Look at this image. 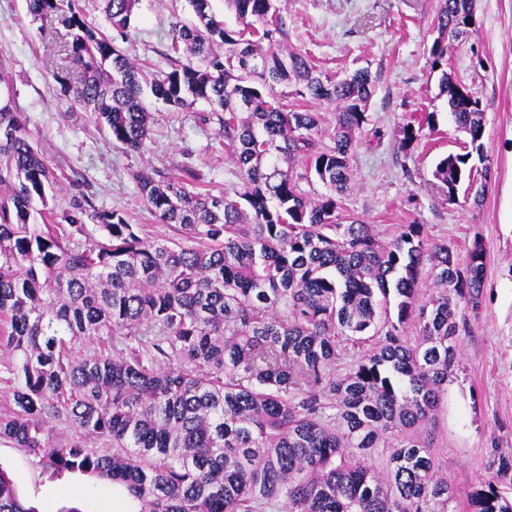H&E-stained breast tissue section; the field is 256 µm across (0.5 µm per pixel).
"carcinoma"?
<instances>
[{
    "label": "carcinoma",
    "mask_w": 512,
    "mask_h": 512,
    "mask_svg": "<svg viewBox=\"0 0 512 512\" xmlns=\"http://www.w3.org/2000/svg\"><path fill=\"white\" fill-rule=\"evenodd\" d=\"M105 2L127 35L138 0ZM278 2L225 0L236 29L210 0H188L195 21L174 26L159 76L90 26L78 0H28L33 17L56 13L68 29L82 76L55 80L90 123L139 151L152 124L144 88L177 107L203 100L239 183L215 195L137 171L145 202L176 233L163 243L87 194L61 223L49 209L35 222L54 168L0 102V443L45 471L122 487L132 512H451L433 430L480 307L485 251L476 243L462 259L421 224L382 243L343 213L376 77L361 68L337 81L288 49ZM472 11L473 0H440L431 69ZM464 89L442 72L472 147L435 166L450 199L472 155L490 173L481 100ZM313 102L336 106L327 143ZM427 131L432 113L402 127L401 146ZM314 181L326 192L302 188ZM424 269L435 286L426 299ZM493 467L465 512H512V453ZM0 512H34L2 471Z\"/></svg>",
    "instance_id": "carcinoma-1"
}]
</instances>
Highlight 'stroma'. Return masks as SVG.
<instances>
[{
    "label": "stroma",
    "instance_id": "stroma-1",
    "mask_svg": "<svg viewBox=\"0 0 512 512\" xmlns=\"http://www.w3.org/2000/svg\"><path fill=\"white\" fill-rule=\"evenodd\" d=\"M476 25L448 54L445 71L431 68L439 0H281L291 48L325 72L343 77L359 68L376 76L370 122L359 136L353 181L342 206L371 224L380 241L403 225L459 255L474 243L486 253L482 301L470 319L458 368L448 385L435 445L458 500L492 472L495 450L512 451V0H475ZM194 16L187 0H140L137 20L120 47L150 71L167 72L166 53L176 23ZM66 30L30 15L27 0H0V72L32 142L60 175L48 196L54 212L88 193L96 208L116 210L142 235L162 242L171 231L143 199L133 178L150 166L169 176L192 170L213 193L236 186L237 168L224 148L218 118L204 101L177 109L152 95L154 117L143 149L128 152L70 107L54 80L66 64ZM451 74L478 92L485 112V152L490 171L471 159L481 198L448 199L433 176L443 156L470 151L439 91ZM431 112L437 130L401 148L409 118ZM0 470L33 512H125L127 502L111 484L79 473L50 476L19 449L0 444Z\"/></svg>",
    "mask_w": 512,
    "mask_h": 512
}]
</instances>
